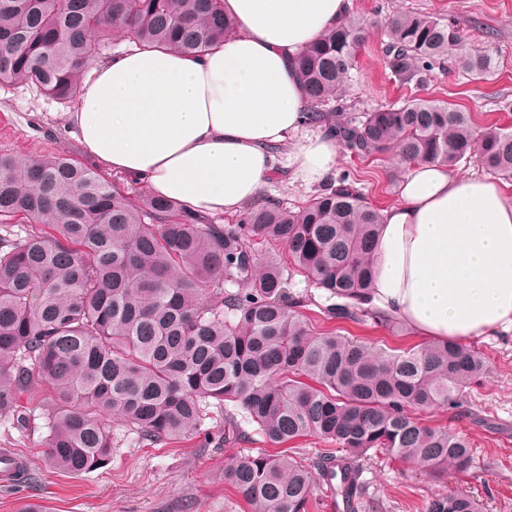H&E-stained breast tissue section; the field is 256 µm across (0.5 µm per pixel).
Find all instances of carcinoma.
I'll list each match as a JSON object with an SVG mask.
<instances>
[{
	"mask_svg": "<svg viewBox=\"0 0 512 512\" xmlns=\"http://www.w3.org/2000/svg\"><path fill=\"white\" fill-rule=\"evenodd\" d=\"M234 33L224 0H0V88L31 85L67 103L116 34L142 49L196 55ZM383 33L401 81L449 57L472 76L494 69L490 54L428 15L397 13ZM367 35L350 13L301 50L309 122L354 156L393 149L403 166L453 168L476 155L511 181L512 129H480L446 103L412 98L328 119ZM138 185L58 154L22 163L0 153V415L30 428L21 397L48 387L55 468L80 474L108 460V415L157 445L200 435L214 408L224 412L226 443L250 440L249 425L276 446L309 436L333 444L310 465L286 449L225 465L224 482L251 512H309L319 479L347 512H378L358 465L371 450L419 464L432 479L475 467L465 439L421 414L462 408L464 389L486 372L477 352L455 340L401 350L317 333L305 300L288 298V270L248 244L284 247L295 273L337 299L321 309L326 319L403 330L363 306L382 215L353 184L325 185L296 210L261 196L234 224L142 196ZM17 218L27 227L13 240ZM422 512H483V504L451 492L423 500Z\"/></svg>",
	"mask_w": 512,
	"mask_h": 512,
	"instance_id": "carcinoma-1",
	"label": "carcinoma"
}]
</instances>
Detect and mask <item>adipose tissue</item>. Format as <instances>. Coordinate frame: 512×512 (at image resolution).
<instances>
[{
    "mask_svg": "<svg viewBox=\"0 0 512 512\" xmlns=\"http://www.w3.org/2000/svg\"><path fill=\"white\" fill-rule=\"evenodd\" d=\"M349 8L224 0L235 32L223 43L197 57L136 47L98 63L66 124L102 166L198 215L239 214L280 163L300 184L327 183L339 147L308 124L294 58ZM374 260L372 306L416 335L512 331V198L500 182L411 165L383 212Z\"/></svg>",
    "mask_w": 512,
    "mask_h": 512,
    "instance_id": "obj_1",
    "label": "adipose tissue"
}]
</instances>
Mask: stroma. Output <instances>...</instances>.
<instances>
[{"mask_svg":"<svg viewBox=\"0 0 512 512\" xmlns=\"http://www.w3.org/2000/svg\"><path fill=\"white\" fill-rule=\"evenodd\" d=\"M355 13L370 22L368 42L361 50L353 78L347 84L346 110L368 112L411 97L444 101L473 114L477 125L498 120L512 124V0H352ZM421 12L457 25L470 47L489 51L497 67L490 76L476 79L451 62L435 63L424 80L396 81L384 54L381 25L397 12ZM67 105L40 90L17 86L0 89V119L12 132L0 135V152L19 159L60 153L86 165L97 162L86 154L71 134L64 118ZM337 174H350L368 202L384 210L399 200L403 172L391 155L358 158L341 153ZM290 295L311 298L306 314L317 331L336 328L376 345L407 348L421 344L415 334L396 335L371 325L322 319L323 291L310 288L302 276L288 283ZM471 346L484 359L483 379L465 390L463 407L456 417L441 409L424 416L426 425L446 427L466 437L480 461L478 469L460 477L449 474L433 482L418 465L367 457L360 466L370 496L382 503V512H416L426 497L467 489L482 497L485 512H512V332L502 336L472 337ZM46 387L24 395L33 409L35 423L26 430L12 427L0 417V448L27 456L30 467L18 486L0 487V512H21L27 500L38 501L42 512H250L249 505L224 482V466L243 454L277 453L278 448L261 437L237 445L224 441V417L212 415L207 437L181 440L166 446H150L119 421H111L112 455L90 472L74 475L50 467L45 450L48 430L44 416L50 407ZM480 410L485 424L470 419L469 410Z\"/></svg>","mask_w":512,"mask_h":512,"instance_id":"35a3bbf8","label":"stroma"}]
</instances>
